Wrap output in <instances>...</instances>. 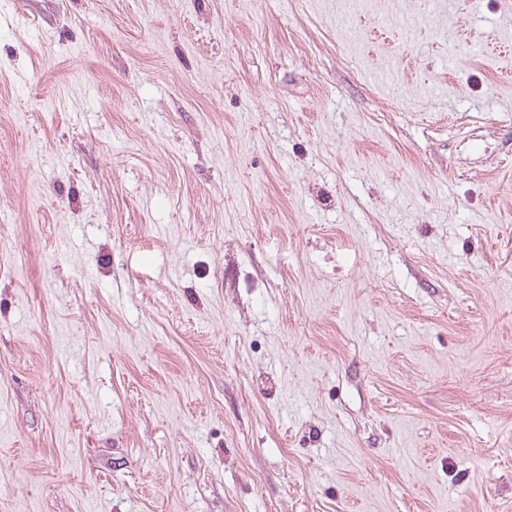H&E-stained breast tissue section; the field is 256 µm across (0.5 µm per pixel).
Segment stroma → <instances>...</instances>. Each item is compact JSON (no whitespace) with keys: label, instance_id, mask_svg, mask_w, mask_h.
I'll list each match as a JSON object with an SVG mask.
<instances>
[{"label":"stroma","instance_id":"1","mask_svg":"<svg viewBox=\"0 0 512 512\" xmlns=\"http://www.w3.org/2000/svg\"><path fill=\"white\" fill-rule=\"evenodd\" d=\"M0 512H512V0H0Z\"/></svg>","mask_w":512,"mask_h":512}]
</instances>
